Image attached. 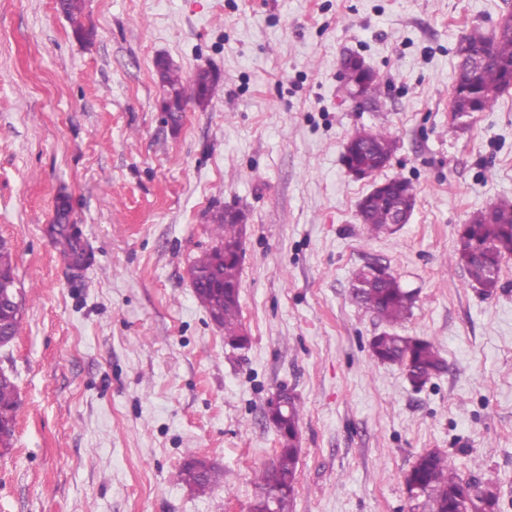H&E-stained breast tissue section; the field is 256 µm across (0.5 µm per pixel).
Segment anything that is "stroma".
<instances>
[{"instance_id": "35a3bbf8", "label": "stroma", "mask_w": 512, "mask_h": 512, "mask_svg": "<svg viewBox=\"0 0 512 512\" xmlns=\"http://www.w3.org/2000/svg\"><path fill=\"white\" fill-rule=\"evenodd\" d=\"M512 0H86L77 38L57 0H0V238L23 329L0 348L21 404L0 457V512H249L280 446L278 388L303 407L293 512H414L404 477L430 449L497 482L512 512V258L492 295L453 258L461 224L512 201V88L489 112L452 111L458 47ZM364 59L378 102L346 98L342 55ZM183 85L216 77L178 128L157 60ZM396 149L407 224L368 237L371 183L342 155L362 129ZM68 195L93 258L71 272L49 229ZM246 217L247 347L195 296L210 212ZM386 265L416 295L400 334L433 341L446 370L420 388L381 363L383 326L350 297ZM224 471L205 495L188 455ZM2 281L8 292L15 293L17 290L19 295L20 291L17 288L18 280L12 250L6 241L0 239V285Z\"/></svg>"}]
</instances>
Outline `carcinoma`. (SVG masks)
<instances>
[{
    "mask_svg": "<svg viewBox=\"0 0 512 512\" xmlns=\"http://www.w3.org/2000/svg\"><path fill=\"white\" fill-rule=\"evenodd\" d=\"M85 0H59L60 11L66 16L79 38L89 35L82 23ZM468 52L481 53L486 62L477 75L471 76L465 66L458 67L453 86V109L456 112H487L496 105L502 92L512 83V23L486 35L475 28L468 37ZM160 81L170 88L166 106L170 112H182L187 104L185 88L178 69L168 62L157 63ZM345 88H362L365 100L380 96V83L375 74L354 63L343 65ZM215 76L208 70L197 72L198 105L208 103ZM394 141L384 130L370 133V138L355 157L365 167H374L388 160ZM416 190L405 178L390 179V189L384 194L371 195L358 213L368 236L396 231L391 223L394 207L414 209ZM69 198H60L52 232L72 269L81 271L91 263V253L81 232L70 222ZM244 215L237 211L218 210L211 216L214 244L198 257L190 271L195 275V291L210 316L218 317L224 328L226 344L239 348L248 338L242 333L240 319V265ZM512 255V203L501 201L474 213L462 225L454 259L465 267L471 281L487 293L497 288L502 259ZM0 282L8 292L17 290L16 266L11 248L0 239ZM353 300L373 313L380 322L394 327L401 324L414 304V296L401 288L389 274L351 292ZM22 312L0 321V347H6L20 334ZM373 356L386 363L403 367L408 380L415 386L425 385L441 373L446 361L436 345L424 339L402 336L385 330L371 342ZM285 403H268L267 419L277 430L280 448L275 459L261 473L250 512H293L297 494L298 426L302 408L296 397L283 394ZM20 406L18 386L13 375L0 373V455L13 446L12 423ZM197 458L189 456L181 470L182 481L198 495H204L224 481V470L208 465L196 468ZM405 485L413 501L423 500L428 512H498L499 488L489 480L481 487L463 479L438 450L419 455L405 476Z\"/></svg>",
    "mask_w": 512,
    "mask_h": 512,
    "instance_id": "1",
    "label": "carcinoma"
}]
</instances>
